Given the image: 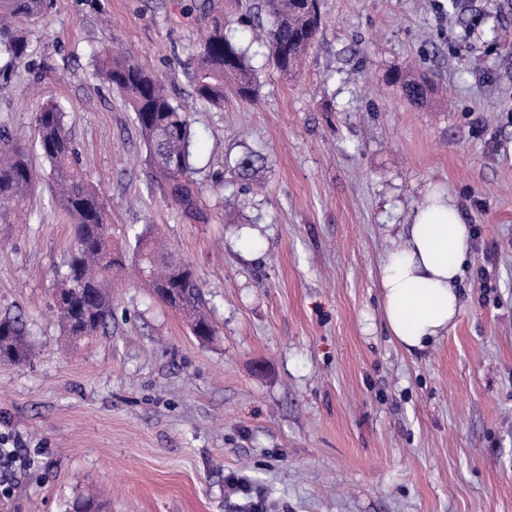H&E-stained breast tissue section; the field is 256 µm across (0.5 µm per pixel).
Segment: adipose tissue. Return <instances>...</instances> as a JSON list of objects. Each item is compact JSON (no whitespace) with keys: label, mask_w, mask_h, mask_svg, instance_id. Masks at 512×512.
<instances>
[{"label":"adipose tissue","mask_w":512,"mask_h":512,"mask_svg":"<svg viewBox=\"0 0 512 512\" xmlns=\"http://www.w3.org/2000/svg\"><path fill=\"white\" fill-rule=\"evenodd\" d=\"M471 230L447 192L432 189L402 247L380 266L382 308L393 339L422 350L445 336L460 312L456 282L469 253Z\"/></svg>","instance_id":"ef3b65f1"}]
</instances>
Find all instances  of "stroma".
<instances>
[{
    "mask_svg": "<svg viewBox=\"0 0 512 512\" xmlns=\"http://www.w3.org/2000/svg\"><path fill=\"white\" fill-rule=\"evenodd\" d=\"M300 73L253 54L258 93L196 101L186 76L202 0H50L32 56L0 54V127L67 109L112 243L151 228L194 268L217 333L199 342L134 275L108 328L67 350L53 320L73 242L39 190L0 228V314L34 355L0 363V512H512V0H322ZM119 44L186 106L196 224L150 185L133 114L90 76ZM432 71L411 106L390 72ZM261 153L250 180L237 161ZM441 187L472 229L462 309L421 351L397 345L378 266ZM243 488L225 485L228 476Z\"/></svg>",
    "mask_w": 512,
    "mask_h": 512,
    "instance_id": "stroma-1",
    "label": "stroma"
}]
</instances>
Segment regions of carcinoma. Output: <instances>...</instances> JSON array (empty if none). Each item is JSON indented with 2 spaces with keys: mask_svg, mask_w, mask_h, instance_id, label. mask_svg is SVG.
I'll list each match as a JSON object with an SVG mask.
<instances>
[{
  "mask_svg": "<svg viewBox=\"0 0 512 512\" xmlns=\"http://www.w3.org/2000/svg\"><path fill=\"white\" fill-rule=\"evenodd\" d=\"M48 9L49 0H0V52L18 62L29 57L33 52L30 32L45 20ZM237 22L248 27L252 40L267 49L277 70L290 78L315 43L322 17L319 0H257L249 15ZM231 23L223 12L208 10L193 66L187 68L196 99L215 107L224 105L229 90L245 102L257 93L248 50L227 34ZM92 77L106 84L133 112L152 183L182 215L207 222L192 178L188 109L171 96L161 79L128 54L107 48L95 52ZM393 80L414 106L428 104L437 93L431 77L411 69L395 72ZM33 120L41 154L50 164L51 193L74 229V243L58 270L60 298H52V309L65 343L75 346L112 321V288L127 271L126 256L112 251L107 203L78 167L65 108L58 102H40ZM42 181L43 174L28 160L23 136L0 129V224L22 223ZM135 257L133 271L150 295L184 311L192 335L210 340L215 328L209 300L190 265L165 249L149 227L135 234ZM32 356L23 321L0 315V362L23 366Z\"/></svg>",
  "mask_w": 512,
  "mask_h": 512,
  "instance_id": "1",
  "label": "carcinoma"
}]
</instances>
